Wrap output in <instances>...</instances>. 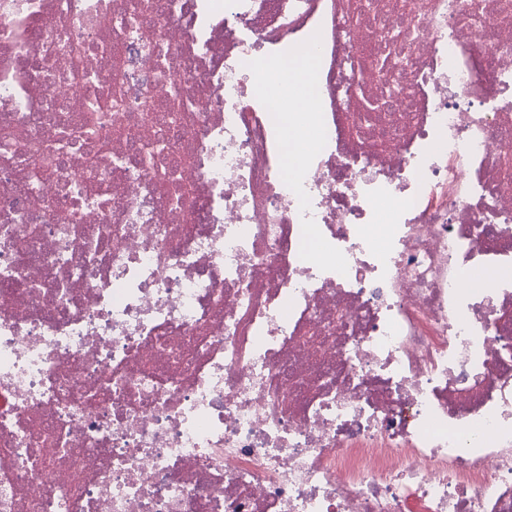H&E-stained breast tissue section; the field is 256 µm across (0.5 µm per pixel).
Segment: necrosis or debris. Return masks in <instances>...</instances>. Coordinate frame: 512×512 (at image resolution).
<instances>
[{"instance_id":"1","label":"necrosis or debris","mask_w":512,"mask_h":512,"mask_svg":"<svg viewBox=\"0 0 512 512\" xmlns=\"http://www.w3.org/2000/svg\"><path fill=\"white\" fill-rule=\"evenodd\" d=\"M2 142L0 512H512V0H0Z\"/></svg>"}]
</instances>
